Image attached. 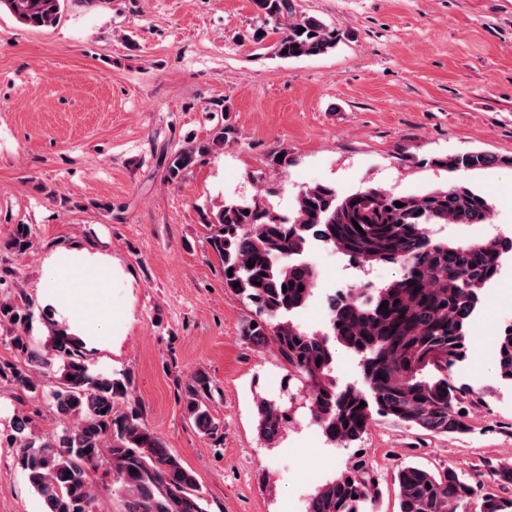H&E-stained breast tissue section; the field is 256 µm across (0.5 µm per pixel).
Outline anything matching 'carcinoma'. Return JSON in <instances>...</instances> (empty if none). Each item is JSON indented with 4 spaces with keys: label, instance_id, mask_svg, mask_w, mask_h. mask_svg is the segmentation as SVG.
Segmentation results:
<instances>
[{
    "label": "carcinoma",
    "instance_id": "carcinoma-1",
    "mask_svg": "<svg viewBox=\"0 0 512 512\" xmlns=\"http://www.w3.org/2000/svg\"><path fill=\"white\" fill-rule=\"evenodd\" d=\"M64 2L0 0V7L23 24L45 28L59 22ZM253 3L264 21L283 26L276 42L282 58L322 55L342 39L337 28L300 14L296 0ZM229 134L226 125L211 143L173 153L169 178L177 179L198 156L224 145ZM430 164L472 171L512 167V157L471 152L433 158ZM396 201L404 206L396 207ZM491 211L484 194L462 183L421 195L367 187L343 196L330 185L316 184L297 196L288 219L256 201L226 202L212 213L210 244L223 266L224 287L254 307L253 317L242 326V338L256 348L274 346L290 378L306 383L305 406L328 443L348 447L361 440L375 415L431 435L468 430L460 411L473 392L454 385L449 375L468 357L469 328L483 290L498 274L501 256L512 251V239L492 235L450 243L433 238L432 229L486 224ZM313 241L331 246L358 266L392 263L402 273L382 287L367 284L325 296L330 332L305 331L291 316L308 305L319 287L317 272L306 259ZM31 245L30 227L18 224L4 248L22 255ZM32 314L33 303L24 294L0 303V326L7 328L10 344L22 359L19 364L1 362L0 377L37 394L44 388L33 368L47 365L48 359L27 334ZM48 327L52 357L60 363L50 398L61 426L40 434L33 417L22 412L13 417L6 436L44 512H98L90 478L107 460L124 498V512H206L195 473L166 448L138 411L117 409L127 393L126 379L92 374L74 339L54 323ZM336 344L359 358L363 385L336 384ZM497 366L501 378L512 381V323L499 337ZM208 386L205 375L194 376L185 401L188 416L205 434L215 429L202 400ZM256 410L259 436L272 447L290 416L267 399L257 401ZM396 481L398 512H458L476 496L475 485L452 468L432 472L405 466ZM377 495L371 470L356 462L315 489L307 512H366ZM479 512H512V497L485 493Z\"/></svg>",
    "mask_w": 512,
    "mask_h": 512
}]
</instances>
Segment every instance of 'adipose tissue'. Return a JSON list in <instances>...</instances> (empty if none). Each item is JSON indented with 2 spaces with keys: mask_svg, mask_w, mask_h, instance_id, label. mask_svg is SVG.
Segmentation results:
<instances>
[{
  "mask_svg": "<svg viewBox=\"0 0 512 512\" xmlns=\"http://www.w3.org/2000/svg\"><path fill=\"white\" fill-rule=\"evenodd\" d=\"M111 283L109 255L87 247H59L44 262L38 301L56 321L65 324L67 334L79 338L84 348L92 349L111 335L112 326L83 316L81 308L88 302V289L102 294Z\"/></svg>",
  "mask_w": 512,
  "mask_h": 512,
  "instance_id": "adipose-tissue-1",
  "label": "adipose tissue"
}]
</instances>
